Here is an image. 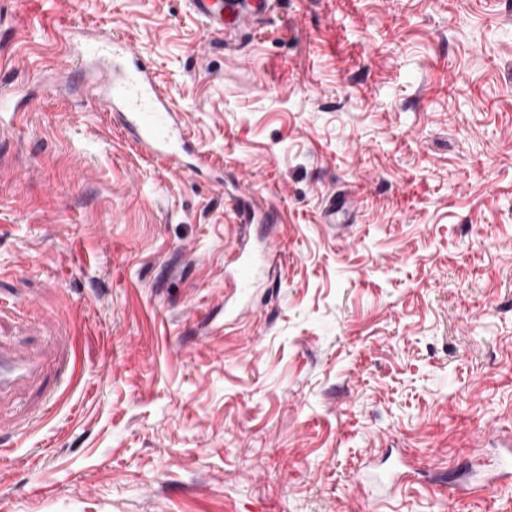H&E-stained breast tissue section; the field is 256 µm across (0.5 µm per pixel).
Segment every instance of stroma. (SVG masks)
<instances>
[{"instance_id":"35a3bbf8","label":"stroma","mask_w":512,"mask_h":512,"mask_svg":"<svg viewBox=\"0 0 512 512\" xmlns=\"http://www.w3.org/2000/svg\"><path fill=\"white\" fill-rule=\"evenodd\" d=\"M78 30L154 64L223 185L49 91ZM1 90L39 98L0 344L54 369L0 402V512H512L477 468L512 430V0H281L233 47L184 0H0ZM231 257L229 265L232 268L225 274V279L242 293L247 292L250 288H256L262 257L243 247L233 248Z\"/></svg>"}]
</instances>
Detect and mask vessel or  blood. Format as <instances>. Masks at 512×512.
I'll return each instance as SVG.
<instances>
[{"instance_id":"b4317fda","label":"vessel or blood","mask_w":512,"mask_h":512,"mask_svg":"<svg viewBox=\"0 0 512 512\" xmlns=\"http://www.w3.org/2000/svg\"><path fill=\"white\" fill-rule=\"evenodd\" d=\"M189 11L210 30L234 45L267 23L277 0H186ZM63 75L85 73L83 95L108 103L112 122L144 156L197 176L209 170L203 153L191 152V140L180 114L156 81L151 62L121 36L97 35L94 42L74 49L59 67ZM225 278L240 292L256 287L262 266L257 253L242 247L231 252ZM49 375L43 358L0 347V400L18 387Z\"/></svg>"}]
</instances>
